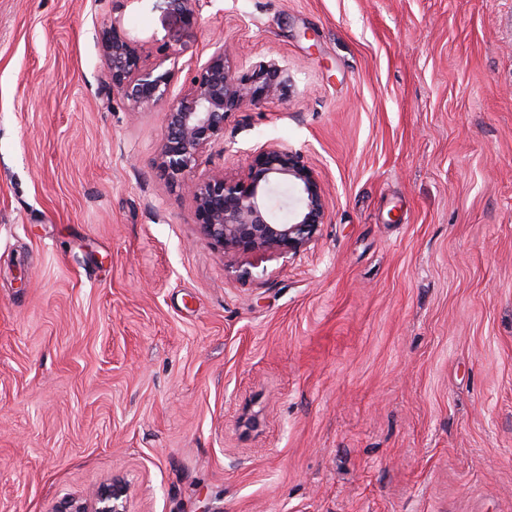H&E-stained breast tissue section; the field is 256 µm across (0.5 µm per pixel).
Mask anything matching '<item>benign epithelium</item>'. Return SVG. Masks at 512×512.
<instances>
[{
	"label": "benign epithelium",
	"instance_id": "benign-epithelium-1",
	"mask_svg": "<svg viewBox=\"0 0 512 512\" xmlns=\"http://www.w3.org/2000/svg\"><path fill=\"white\" fill-rule=\"evenodd\" d=\"M166 2L188 22L199 15L200 0ZM99 39L106 87L126 101L129 111L151 112L166 104V136L156 165L191 197L196 223L211 247L226 256L269 253L286 259L307 250L324 223L326 201L315 172L298 155L270 142L252 157L243 177L222 169L192 176L205 153L224 141L232 114L281 93L278 65L259 61L242 71L230 65L221 46L175 93L167 59L144 65L142 47L127 36L121 17H112ZM52 512H130L126 483L114 480L86 496L64 498Z\"/></svg>",
	"mask_w": 512,
	"mask_h": 512
}]
</instances>
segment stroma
<instances>
[{
  "instance_id": "stroma-1",
  "label": "stroma",
  "mask_w": 512,
  "mask_h": 512,
  "mask_svg": "<svg viewBox=\"0 0 512 512\" xmlns=\"http://www.w3.org/2000/svg\"><path fill=\"white\" fill-rule=\"evenodd\" d=\"M112 0H0V512H512V0H126L178 82L215 46L283 93L316 240L224 258L104 83ZM51 512H130L126 483L112 480L89 495L64 498Z\"/></svg>"
}]
</instances>
